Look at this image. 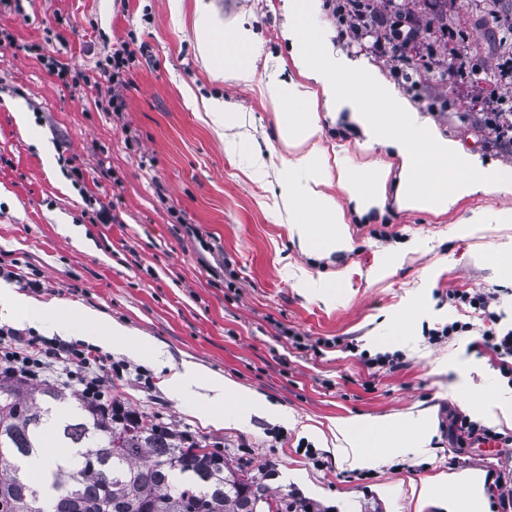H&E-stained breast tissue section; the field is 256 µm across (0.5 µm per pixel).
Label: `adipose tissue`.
I'll return each mask as SVG.
<instances>
[{
  "label": "adipose tissue",
  "instance_id": "ef3b65f1",
  "mask_svg": "<svg viewBox=\"0 0 512 512\" xmlns=\"http://www.w3.org/2000/svg\"><path fill=\"white\" fill-rule=\"evenodd\" d=\"M283 8L292 21L288 38L301 79L287 82L280 79L278 72H271L266 91L272 101H286L295 106L294 111L281 113L279 135L288 147L298 152L294 168L306 174L303 184L290 179L283 183L288 199L289 233L301 251L321 258L350 248L344 212L335 198L325 193L326 184L336 182L355 211L366 213L383 204L390 175L386 167L366 178L345 167L329 165L318 145L322 127L316 106L320 103L330 113L349 111L351 119L368 131L372 142L395 148L401 158L398 193L401 209L441 213L481 189L512 192L511 171L486 170L459 157L451 143L435 136L428 126L419 122L414 109L399 100L381 76L369 74L365 81L389 103L386 112L369 111L360 99L338 90L337 71L359 72L362 64L325 51L313 29L314 0H284ZM194 23L198 50L209 70L217 77L228 76L238 83L251 84L255 76L251 30L235 25L231 28V38H224L216 16L204 0L197 6ZM76 320L81 323L78 335L86 342L95 344L108 338L135 353L150 350L155 363L169 369L166 386L172 398H181L192 384L205 381L212 393L205 417L213 425L220 426L226 421L222 405L230 397L246 408L245 413L236 414L239 422L245 414L268 409L258 394L232 380L219 375L201 376L190 363L169 367L166 352L153 345L149 337L133 335L127 327L84 310L79 311ZM431 429V418L426 413L416 420L400 415L340 418L329 428L331 451L351 468L364 469L407 443L420 453H428ZM411 492L418 512L429 505L440 508L441 512H489L485 474L478 469L438 473L412 487Z\"/></svg>",
  "mask_w": 512,
  "mask_h": 512
}]
</instances>
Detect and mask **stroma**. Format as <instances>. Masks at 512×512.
<instances>
[{
    "mask_svg": "<svg viewBox=\"0 0 512 512\" xmlns=\"http://www.w3.org/2000/svg\"><path fill=\"white\" fill-rule=\"evenodd\" d=\"M209 2L219 19L255 34L252 84L207 71L196 0H0V266L17 272L10 287L51 313L85 309L118 322L163 345L172 365L193 362L283 408L285 420L260 414L216 427L202 418L201 388L170 398L150 353L99 348L128 366L112 379L113 401L230 462L273 467L272 489L321 512H415L410 479L512 471V447L460 445L446 433L452 411L508 431L500 409L512 404V383L482 345L478 314L450 294H496V312L512 321V281L489 261L512 252V223L502 221L512 194L487 189L438 215L399 209L394 149L368 145L348 112L323 111L319 144L329 163L364 176L385 163L391 175L383 208L363 215L326 186L344 209L351 246L323 260L301 253L280 197L293 151L265 89L271 71L299 77L283 0ZM509 13L506 0H438L433 9L410 0L405 24L418 36L405 53L427 96L389 82L462 157L500 170H512V154L494 147L480 117L512 96L498 80L512 59ZM34 43L95 78L106 56L130 44L122 111L104 108L106 90L51 76L29 53ZM210 100L245 113L237 151L209 125ZM102 208L105 224L93 218ZM453 321L473 328L429 343L428 330ZM290 329L305 347L288 341ZM395 350L405 360L398 369L366 363ZM140 369L151 385L137 381ZM424 410L435 419L431 455L400 448L368 469L350 468L308 431L352 415Z\"/></svg>",
    "mask_w": 512,
    "mask_h": 512,
    "instance_id": "stroma-1",
    "label": "stroma"
}]
</instances>
